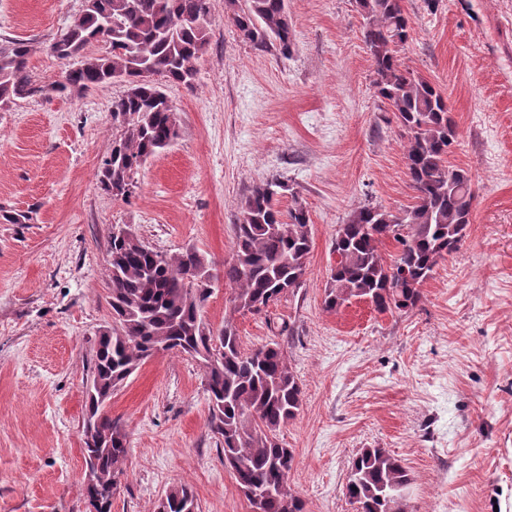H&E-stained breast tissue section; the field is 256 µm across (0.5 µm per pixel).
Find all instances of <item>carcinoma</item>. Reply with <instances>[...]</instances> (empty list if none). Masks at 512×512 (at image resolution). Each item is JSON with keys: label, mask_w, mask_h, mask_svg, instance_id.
<instances>
[{"label": "carcinoma", "mask_w": 512, "mask_h": 512, "mask_svg": "<svg viewBox=\"0 0 512 512\" xmlns=\"http://www.w3.org/2000/svg\"><path fill=\"white\" fill-rule=\"evenodd\" d=\"M225 0L224 18L255 48L292 52L287 0ZM363 19L374 86L406 132L407 173L414 203L392 212L363 205L336 231V265L324 290V307L339 310L352 299L366 300L380 313H407L421 300V287L439 261L455 253L467 236L476 201L472 175L453 165L457 125L447 99L419 73L401 66L398 54L412 38L404 0H355ZM210 0H91L67 30L49 45L67 65L61 79L39 85L29 71L30 44H0V105L55 93L85 91L107 82L125 83L112 102L122 127L104 162L100 184L127 197L133 175L178 136L174 106L157 78L190 84L209 45ZM109 44L99 57L86 55L94 42ZM291 197L288 210L282 199ZM232 259L217 271L196 248L168 254L143 244L128 229L108 239L107 262L112 326L99 331L87 387L83 453L92 461V483L84 486L89 512H112L118 479L124 474L127 440L105 410L112 392L154 354L194 359L205 377L209 428L218 439L224 466L248 502L260 498L261 512H305L288 484L294 452L279 434L302 405V387L283 347L269 342L241 349L229 318L214 331L205 313L217 283L232 291V311L262 315L304 282L311 251L309 211L277 177L252 187L234 224ZM399 245L388 260L387 241ZM411 476L384 448H363L351 462L346 497L358 512H407ZM157 512H199L193 490L173 486Z\"/></svg>", "instance_id": "cac0c4a2"}]
</instances>
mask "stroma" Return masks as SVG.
I'll list each match as a JSON object with an SVG mask.
<instances>
[{"label":"stroma","mask_w":512,"mask_h":512,"mask_svg":"<svg viewBox=\"0 0 512 512\" xmlns=\"http://www.w3.org/2000/svg\"><path fill=\"white\" fill-rule=\"evenodd\" d=\"M413 38L403 66L435 82L458 128L451 160L477 200L460 249L439 262L408 313L363 300L324 308L332 243L357 207L411 205L402 131L376 95L354 0H288L290 56L260 51L211 0L210 43L191 84H165L179 132L133 176L127 198L99 177L121 128L108 83L0 112V512H88L82 478L86 379L112 322L106 253L113 226L149 247L193 246L216 263L253 185L280 176L307 207L305 283L269 317L233 316L241 347L279 340L302 407L280 432L294 451L289 484L307 512H356L352 458L380 447L402 459L409 512H512V0H405ZM83 0H0V38L30 42L31 75L64 64L48 45ZM26 213L27 223L6 217ZM291 335L275 337L270 321ZM127 434L112 512H156L170 487L200 512H250L208 428L198 364L160 354L107 406Z\"/></svg>","instance_id":"1"}]
</instances>
